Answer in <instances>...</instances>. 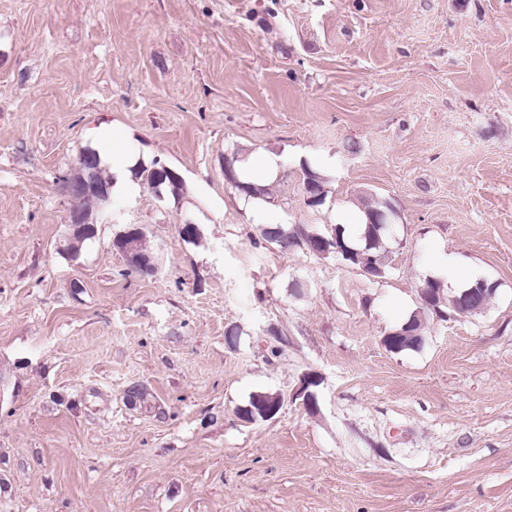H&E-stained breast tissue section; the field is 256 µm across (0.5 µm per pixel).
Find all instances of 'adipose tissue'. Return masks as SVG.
I'll return each instance as SVG.
<instances>
[{"mask_svg":"<svg viewBox=\"0 0 512 512\" xmlns=\"http://www.w3.org/2000/svg\"><path fill=\"white\" fill-rule=\"evenodd\" d=\"M133 136L129 131L116 126L102 125L93 142L101 165L112 180L113 193L120 194L135 182V172L142 153L133 151ZM282 168L281 158L266 151H251L238 154L232 163V172L238 182L244 183V191L238 192L235 202L246 213L257 216L266 212L269 184Z\"/></svg>","mask_w":512,"mask_h":512,"instance_id":"adipose-tissue-1","label":"adipose tissue"}]
</instances>
